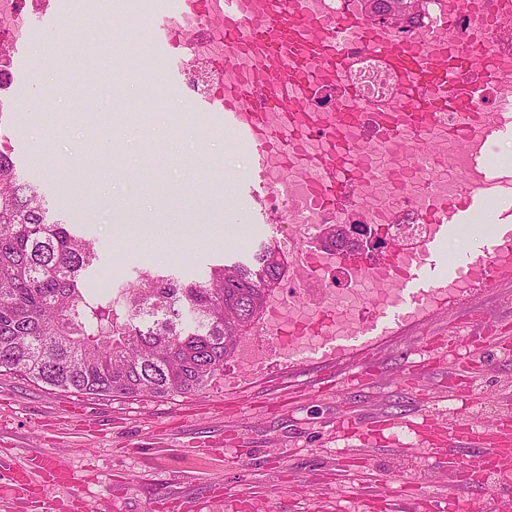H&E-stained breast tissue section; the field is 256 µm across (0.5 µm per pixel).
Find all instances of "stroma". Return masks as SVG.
<instances>
[{"mask_svg": "<svg viewBox=\"0 0 512 512\" xmlns=\"http://www.w3.org/2000/svg\"><path fill=\"white\" fill-rule=\"evenodd\" d=\"M107 4L108 35L96 25ZM138 7L69 0L65 37L33 32L14 58L15 83L29 90L6 119L11 150L55 212L94 242L85 286L96 293L141 266L198 280L210 264L248 259L261 242L288 235L256 213L247 152L216 126L175 125L186 95L156 86L160 63L151 39L139 36L146 19ZM167 213L189 225L190 237L145 241L143 230ZM119 224L129 235L116 233ZM481 319L512 326V285L483 289L456 318L443 312L380 341L368 353L373 377L336 393L323 385L351 372L350 356L300 363L271 355L254 371L232 359L206 388L168 399H91L0 376V479L46 453L77 478L44 491L67 512H151L161 501L167 512H197L214 494L222 497L216 512L249 498L271 512H389L398 500L405 512H430L424 494L446 493L444 450L382 438L368 455L343 456L337 429L346 416L364 430L425 417L451 427L463 417L475 426L468 447H481L484 428L512 409V335L487 339L480 354L469 345L427 349Z\"/></svg>", "mask_w": 512, "mask_h": 512, "instance_id": "obj_1", "label": "stroma"}]
</instances>
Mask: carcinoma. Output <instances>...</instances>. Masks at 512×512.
<instances>
[{"instance_id":"carcinoma-1","label":"carcinoma","mask_w":512,"mask_h":512,"mask_svg":"<svg viewBox=\"0 0 512 512\" xmlns=\"http://www.w3.org/2000/svg\"><path fill=\"white\" fill-rule=\"evenodd\" d=\"M411 26L419 0H366ZM0 135V373L91 397L165 398L202 390L224 370L288 273L267 242L248 262L220 261L201 281L148 268L106 297L83 287L97 259L74 224L53 220Z\"/></svg>"}]
</instances>
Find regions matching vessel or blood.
I'll return each mask as SVG.
<instances>
[{"label": "vessel or blood", "instance_id": "b4317fda", "mask_svg": "<svg viewBox=\"0 0 512 512\" xmlns=\"http://www.w3.org/2000/svg\"><path fill=\"white\" fill-rule=\"evenodd\" d=\"M152 20L155 53L176 81L174 56L202 42L204 31L174 28L181 11L206 14L218 10L224 29V54L215 67L229 68L247 57L251 66L205 98L200 108L214 113L220 128L230 131L256 160L258 186L275 189L270 169L293 173L304 185L312 214L326 221L340 214L365 211L364 184L371 179V148L384 145L395 158L385 174L398 186L421 171L441 167L438 148L413 150L430 129L458 148L460 190L440 194L423 186L420 218L425 237L414 247L387 245L382 251L328 254L319 224L306 225L304 240L293 256L299 287L316 269L336 267L375 278L382 300L360 305L351 327L337 331L338 313L326 302V289L314 299L318 310L306 319L288 318L274 307L261 333L275 337L289 356L301 354L304 337H315L327 357L363 355L382 337L420 323L447 307L475 298L478 289L512 279V206L493 235L475 231L469 248L446 260L444 241L455 231L473 228L481 206L512 190V170L504 171L491 156V143L512 136V92L503 93L495 111H484V88L512 68V0H496L495 19L481 30L463 31L461 16L474 0H439L440 11L425 39L402 38L395 28L369 22L355 0H159ZM363 51L377 54L398 81L389 102L360 99L345 85L347 72ZM331 86L355 101L351 112L323 109L315 100ZM448 495L437 512H475L476 502L463 488L496 489V512H512V497L498 489L512 480V429L504 422L488 427L483 447L463 461H449ZM67 468L41 455L37 464L14 469L9 487L41 489L74 483Z\"/></svg>", "mask_w": 512, "mask_h": 512}]
</instances>
